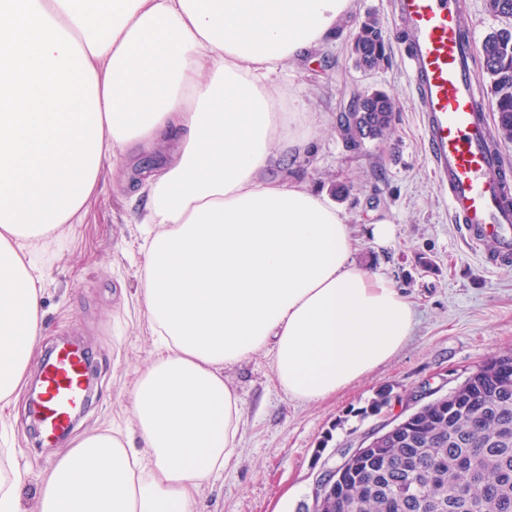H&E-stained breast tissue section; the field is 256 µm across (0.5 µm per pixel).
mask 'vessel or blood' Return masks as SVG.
<instances>
[{
  "label": "vessel or blood",
  "mask_w": 512,
  "mask_h": 512,
  "mask_svg": "<svg viewBox=\"0 0 512 512\" xmlns=\"http://www.w3.org/2000/svg\"><path fill=\"white\" fill-rule=\"evenodd\" d=\"M393 19L404 43L408 76L421 112L422 135L435 185L466 238L486 263L512 270V170L490 146L479 115L473 33L457 0H393ZM34 414L41 447L55 446L88 402L84 349L64 344L39 367Z\"/></svg>",
  "instance_id": "b4317fda"
}]
</instances>
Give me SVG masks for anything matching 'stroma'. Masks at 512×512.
<instances>
[{
  "instance_id": "35a3bbf8",
  "label": "stroma",
  "mask_w": 512,
  "mask_h": 512,
  "mask_svg": "<svg viewBox=\"0 0 512 512\" xmlns=\"http://www.w3.org/2000/svg\"><path fill=\"white\" fill-rule=\"evenodd\" d=\"M391 2L355 0L353 16L323 48L284 71L283 81L297 91L296 110L309 119L311 140L291 161L273 159L265 177L291 178L343 208L355 259L412 302L413 332L390 361L318 403L290 399L277 387L270 353L226 370L242 406L239 459L201 490L204 512H306L320 475L340 463L345 449L400 414L410 393L452 388L485 358L512 346V271L482 264L434 185ZM459 5L477 40L512 26V17L491 13L487 0ZM370 13L391 53L380 69L365 72L355 68L350 46ZM374 89L396 101L394 134L383 143L349 147L340 120L354 97ZM143 158L134 148L119 163L104 160L105 178L81 223L68 225L40 254L41 349L62 339L81 341L94 371V395L71 437L53 448L38 447L34 439L28 395L0 412V448L14 449L23 474L21 512H35L41 475L74 438L129 421V393L153 350L148 317L136 299L143 261L139 204L127 192L142 177ZM377 216L395 227L388 243L371 234ZM383 390L388 404L371 411Z\"/></svg>"
}]
</instances>
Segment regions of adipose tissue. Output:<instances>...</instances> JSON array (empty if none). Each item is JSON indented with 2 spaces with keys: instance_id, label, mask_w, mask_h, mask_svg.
Listing matches in <instances>:
<instances>
[{
  "instance_id": "adipose-tissue-1",
  "label": "adipose tissue",
  "mask_w": 512,
  "mask_h": 512,
  "mask_svg": "<svg viewBox=\"0 0 512 512\" xmlns=\"http://www.w3.org/2000/svg\"><path fill=\"white\" fill-rule=\"evenodd\" d=\"M354 2L0 0V405L43 336L35 252L81 223L103 159L159 154L132 191L153 355L128 425L62 452L37 512H200L199 489L237 460L225 370L271 352L278 387L313 403L403 349L413 309L353 261L344 211L262 177L307 142L282 73Z\"/></svg>"
}]
</instances>
